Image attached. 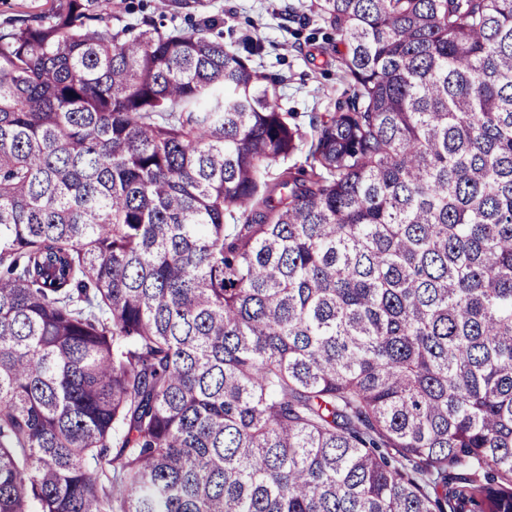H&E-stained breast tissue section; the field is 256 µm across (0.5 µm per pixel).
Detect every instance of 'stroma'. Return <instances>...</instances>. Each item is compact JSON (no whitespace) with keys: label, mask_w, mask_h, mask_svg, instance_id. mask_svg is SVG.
Here are the masks:
<instances>
[{"label":"stroma","mask_w":512,"mask_h":512,"mask_svg":"<svg viewBox=\"0 0 512 512\" xmlns=\"http://www.w3.org/2000/svg\"><path fill=\"white\" fill-rule=\"evenodd\" d=\"M123 22L147 17L164 26L216 21L225 45L250 56L253 66L277 91L283 111L301 120L336 111L347 97V85L336 60V43L326 39L329 27L317 0H139L144 9L128 14L130 0H105Z\"/></svg>","instance_id":"obj_1"}]
</instances>
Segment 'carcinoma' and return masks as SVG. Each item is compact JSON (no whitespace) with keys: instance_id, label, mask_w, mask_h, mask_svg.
Masks as SVG:
<instances>
[{"instance_id":"obj_1","label":"carcinoma","mask_w":512,"mask_h":512,"mask_svg":"<svg viewBox=\"0 0 512 512\" xmlns=\"http://www.w3.org/2000/svg\"><path fill=\"white\" fill-rule=\"evenodd\" d=\"M318 9L0 28V512H512V0ZM130 2L143 4V12L128 14ZM103 3L123 24L139 23L142 17L165 27H186L184 19L190 16L198 23L215 20V32L221 33L224 45L249 56L276 88L282 110L298 114L306 124L313 113L336 112L347 98V84L336 61V36L325 39L324 33L331 30L317 0H181L188 3L186 8L175 7L178 0ZM309 36H316V42L308 43ZM255 43L261 50L251 55Z\"/></svg>"}]
</instances>
